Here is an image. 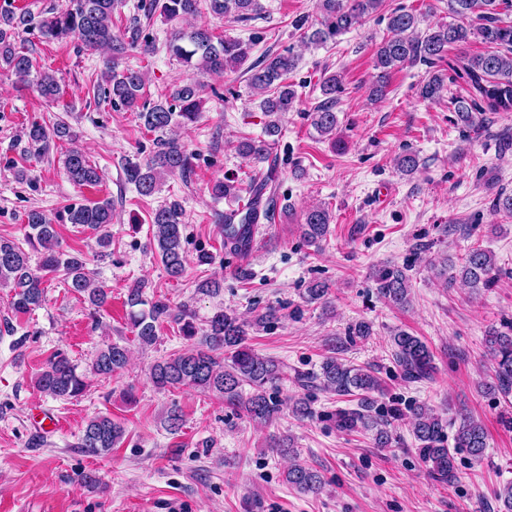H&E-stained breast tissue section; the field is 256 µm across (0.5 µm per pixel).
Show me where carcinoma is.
Here are the masks:
<instances>
[{"label":"carcinoma","mask_w":512,"mask_h":512,"mask_svg":"<svg viewBox=\"0 0 512 512\" xmlns=\"http://www.w3.org/2000/svg\"><path fill=\"white\" fill-rule=\"evenodd\" d=\"M209 13L216 18L246 20L261 13L260 0H206ZM201 0H152L151 9L168 19H178L201 13ZM505 0H448V12L453 22H437L419 30L420 18L411 11L398 8L388 17L387 37L374 54L377 80L371 96L378 99L385 94L393 70L406 64H422L430 68L419 88L425 100H436L447 91L445 75L437 70L445 60L448 48L468 44L479 39L486 50L480 54L462 56L458 76L469 86L468 94L451 98L450 104L457 121L465 129L479 124L487 112H512V24L500 17V6ZM383 0H318L321 14L319 26H310L302 34V42L323 46L337 39L355 25L377 12ZM117 0H69L66 8L42 17L36 25L40 37L47 42L78 39L89 50L108 48L112 57L105 62L100 90L116 108L137 111L146 130L156 134L155 151L145 161L128 158L124 162L126 180L135 186L142 198L153 196L159 188L161 176L167 173L185 175L191 172L192 155L184 146L169 137L175 127H187L200 114L197 86L190 81L173 88L164 98L144 100L146 73L122 65V57L137 44V34L124 41L112 29V14ZM32 17L26 12L0 9V66H4L23 84L36 86L39 94L48 100L59 98L61 87L56 78L44 71L33 72V59L17 42L20 33L29 29ZM251 40L226 36L217 38L205 27L176 30L167 42L170 57L191 71L222 73L247 65L248 87L259 99V108L268 117L264 126L267 136L280 133L281 116L293 109L298 100L295 85L288 75L299 65L293 50L274 56L264 55L247 64L253 50ZM341 88L337 74L325 77L321 84L324 101L312 114V124L323 136L336 134L338 119L334 111L336 93ZM25 152L42 157L49 154L51 143L73 139L70 127L63 122L50 125L34 122L28 128ZM270 141L247 139L238 143V154L255 164L268 162ZM68 179L78 186L95 187L102 181L97 166L77 150H68L62 160ZM397 169L406 176L413 175L420 165L417 153L405 150L395 158ZM277 179V170L270 166L247 187L227 178L215 182L211 195L217 199L249 195L242 209L224 213V245L238 251L250 245V225L261 221L271 223L276 202L265 196L269 184ZM66 221L90 229L98 234L99 246H110L107 227L112 224V201L104 199L82 204H71L65 209ZM29 233L26 244L40 254L38 265H30V256L18 243L0 238V288L12 292L11 308L15 314H26L43 301V282L48 275H61L70 288L84 297L93 310L104 307L108 294L90 287L86 273V259L82 253H71L61 248L56 225L39 209L25 214ZM183 209L177 200H170L152 211V238L167 274L173 279L183 276L186 269L184 248ZM330 214L321 205L307 209L300 225L301 238L310 246L320 247L329 233ZM436 269L443 277L461 281L473 292L488 289L497 282L500 270L493 254L482 248L471 249L460 266L448 264V257L437 261ZM408 268L398 265L382 266L372 273L377 296L384 303L402 308L410 302L411 279ZM330 286L324 281H313L305 288L304 299L309 304H328ZM143 304L142 288L129 289L127 305L132 308L129 320L132 332L145 345L155 343L161 322L172 319L182 323L184 336H196L195 327L183 313L172 312L170 306L156 301L149 311H136ZM278 319L277 310L266 309L255 324L220 312L212 317L209 328L201 336L198 348L190 349L173 358L159 361L151 368L150 378L158 389L167 391L192 388L203 393H216L232 409L243 412L255 421H268L280 412L279 401L271 396L269 388L284 378L280 364L271 357L261 356L248 344L253 326L271 324ZM392 358L407 382L430 379L435 371L433 354L421 338L404 330L391 336ZM485 347L493 362L494 376L484 385V392L508 396L512 393V335L490 332ZM128 362L127 350L117 343L99 349L89 365L90 373L110 377L124 369ZM323 390L338 396L356 394L358 405L353 409H338L333 414L336 430L340 432L371 431L374 443L387 448L392 443L390 422L375 413L376 396L384 393L382 379L369 365L351 366L334 357H326L320 365ZM253 387V393L243 397L242 384ZM37 385L47 395L68 400L81 395L87 388L85 377L62 352L51 356L38 375ZM412 433L418 451L430 474L441 481L454 482L457 477L455 454L464 451L474 461L484 459L488 448V433L483 423L467 414L460 415L459 423L448 422L423 405L412 409ZM453 427V437L446 428ZM122 423L107 415L90 419L80 438V447L91 455H102L112 450L125 437ZM453 443H448V440ZM285 482L301 493L319 492L321 476L298 463L284 473ZM496 512H512V480L494 491Z\"/></svg>","instance_id":"cac0c4a2"}]
</instances>
